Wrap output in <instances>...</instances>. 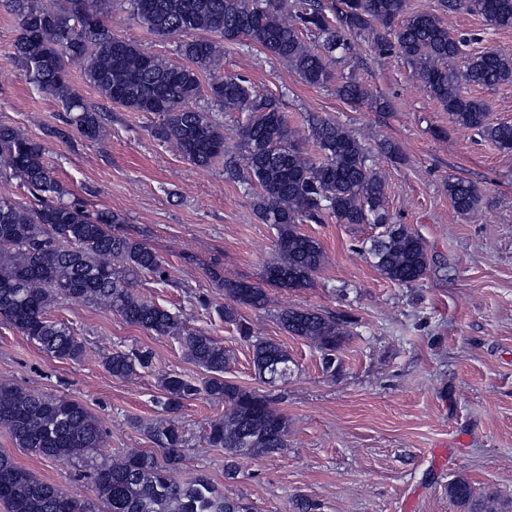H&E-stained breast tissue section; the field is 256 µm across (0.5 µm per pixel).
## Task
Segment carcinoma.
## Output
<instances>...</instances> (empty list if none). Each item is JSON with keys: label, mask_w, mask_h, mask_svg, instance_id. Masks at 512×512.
<instances>
[{"label": "carcinoma", "mask_w": 512, "mask_h": 512, "mask_svg": "<svg viewBox=\"0 0 512 512\" xmlns=\"http://www.w3.org/2000/svg\"><path fill=\"white\" fill-rule=\"evenodd\" d=\"M286 19L285 0H130L138 21L161 37L179 38L177 65L144 51L104 24L111 0H8L17 26L14 57L24 75L61 101L70 122L90 141L103 136L100 113L88 108L73 88L68 64H82L84 76L114 105L153 112V136L175 147L186 160L207 167L224 159L229 179L253 199L257 218L276 230L275 257L261 280L221 281L227 302L216 309L236 326L253 351L255 376L268 385L291 374L288 351L271 340L253 338L252 327L237 306L265 309L266 287L309 288L326 262V252L300 224L323 215L339 224H378L383 228L369 248L358 253L395 285L411 287L429 267L422 239L404 224L390 221L384 206L386 182L369 166L364 142L335 121L313 118L302 137L288 127L278 102L252 95L247 81L221 76L204 85L201 74L221 66L224 46L243 39L285 63L310 86L332 79L331 64L350 50V38L363 37L380 56L395 54L412 68L430 97L459 127L473 130L504 152H512V124L494 123L482 104L462 94V86L496 88L512 84V55L486 52L455 61L464 39L448 33L433 13L408 11L407 0H298ZM449 11L467 10L495 28H512V0H440ZM321 39L310 46L304 34ZM336 94L350 105L390 108L361 82L348 78ZM248 113L227 143L214 110ZM321 153L314 161L301 141ZM45 146L23 130L0 125V178L17 180L34 199L23 205L0 196V322L6 323L55 358L77 361L84 343L48 312L61 301L109 309L126 323L157 336L176 339L184 355L206 376L199 383L180 373L161 379L159 401L168 414L200 394L224 404V415L210 421L206 441L224 449V475L235 478L240 459L280 453L288 447V418L265 393L224 380L229 357L224 346L190 328L180 311L162 308L139 296L142 274L162 282L166 263L143 241L123 233L119 215L90 210L69 197L44 162ZM448 198L460 214L476 210L482 198L462 179L448 180ZM276 318L288 335L319 350L322 369L336 374L337 357L351 336L352 318L341 312L288 307ZM152 354L116 352L104 360L112 376L126 379L150 367ZM0 426L13 444L51 460L80 457L102 447L99 419L76 400L26 391L0 383ZM157 451H132L94 473V490L103 512H252L250 504L224 496L201 477L181 483L173 476L185 438L170 421L147 428ZM448 498L460 512H512V500L494 490L477 492L458 477L448 483ZM0 502L8 512H86L73 496L44 482L0 455Z\"/></svg>", "instance_id": "carcinoma-1"}]
</instances>
